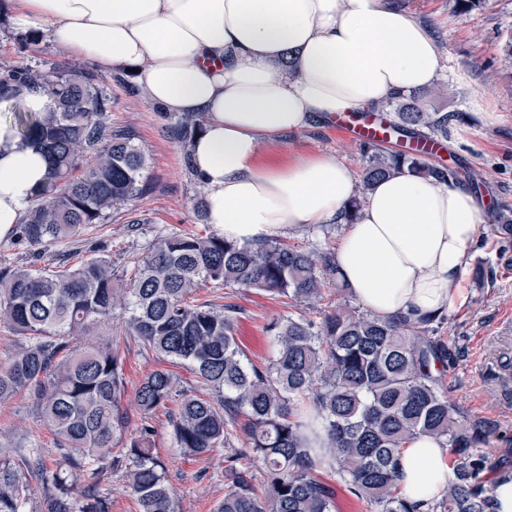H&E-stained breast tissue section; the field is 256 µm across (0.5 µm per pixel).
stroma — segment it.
<instances>
[{"mask_svg":"<svg viewBox=\"0 0 512 512\" xmlns=\"http://www.w3.org/2000/svg\"><path fill=\"white\" fill-rule=\"evenodd\" d=\"M399 2L430 26L448 59L441 84L449 92L433 96L429 104L461 113L462 118L448 129L442 162L455 166L461 174L477 175L476 191L490 200L492 212L512 209V59H506L503 52L507 37L512 35V0H485L481 8L469 12L461 11L456 0ZM25 36V31L13 24L9 0H0V66L28 68L59 63L93 71L111 98L112 127L135 131L138 145L148 156L143 178L149 188L127 207L114 211L106 223L92 225L48 248L27 247L13 234L0 239V263L51 268L61 262L75 267L93 251L102 250L116 264L129 268L163 235L179 230L204 237L213 234L212 225L198 212L206 188L187 171L163 109L145 92L129 93L115 81L113 70L69 54L48 35H41L35 43L27 42ZM458 69L464 72V81L455 80ZM320 154L343 162L356 176L365 163L357 142L337 132L327 119L313 120L304 129L265 140L257 162L277 166L291 158ZM493 226V221H486L471 250L470 262L483 264L484 279L467 275L468 298L448 311L438 334L457 353L455 365L442 377L449 403L468 418L495 425L497 436L486 453L511 461L512 378H500L499 360L512 358V241L494 235ZM235 301L246 311L237 325L246 351L262 358L272 356L274 345L262 326L287 314L288 306L254 290L237 291ZM122 318L119 312L113 316L112 336L118 342L126 376L135 382L157 369L159 363L137 340L124 335ZM126 408L132 424L145 420L134 402H127ZM175 409V404H168L145 421L167 463L178 512H212L224 495V452L216 450L205 462L184 459L170 423ZM0 433L40 448L45 461L54 458L56 438L39 418L28 392L0 402Z\"/></svg>","mask_w":512,"mask_h":512,"instance_id":"1","label":"stroma"}]
</instances>
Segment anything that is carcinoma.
<instances>
[{"mask_svg":"<svg viewBox=\"0 0 512 512\" xmlns=\"http://www.w3.org/2000/svg\"><path fill=\"white\" fill-rule=\"evenodd\" d=\"M53 102L41 116L26 109L24 94ZM15 99L13 122L21 142H38L49 159L46 180L25 212L18 241L46 247L102 224L113 210L146 189V154L136 133L114 129L111 99L96 77L81 69H0V96ZM399 95L391 132L414 139L448 137L457 112H428ZM171 132L193 172L190 147L207 115H173ZM100 145L96 160L84 162ZM365 158L348 210L360 211L370 186L408 170L440 182L460 179L457 168L434 164L374 142ZM204 283L255 290L295 311L266 326L274 355L258 367L236 336L242 308L232 302H199ZM344 291L334 252L300 249L280 238L236 244L218 235L173 233L155 240L130 270L94 255L77 267L54 269L0 264V324L25 344L0 365V401L29 391L43 423L57 437L52 465L36 448L0 441V512H112L106 485L119 476L140 512H177L168 466L154 448L147 422L133 428L123 408L128 396L148 418L178 402L172 420L180 453L206 461L224 449V497L213 512H335L336 489L323 470L336 474L363 512H496L494 481L509 476L507 462L491 468L483 449L494 429L465 420L448 402L441 376L457 358L437 335L441 317L381 319L336 307L315 321L306 309L326 292ZM125 317V334L163 361H177L195 378L185 387L170 369L158 368L136 384L112 337L85 346L73 340ZM312 404L310 417L304 403ZM326 446L309 448L317 435ZM443 440L453 457V480L428 503L401 493L398 456L411 438ZM37 477L31 497L27 475ZM80 492L82 506L74 508Z\"/></svg>","mask_w":512,"mask_h":512,"instance_id":"obj_1","label":"carcinoma"}]
</instances>
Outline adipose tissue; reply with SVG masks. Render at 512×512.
<instances>
[{"mask_svg":"<svg viewBox=\"0 0 512 512\" xmlns=\"http://www.w3.org/2000/svg\"><path fill=\"white\" fill-rule=\"evenodd\" d=\"M13 22L42 27L102 67L135 70L165 112L207 113L192 162L219 235L256 243L280 230L342 224L339 277L373 315L418 319L465 301L484 198L402 173L375 183L351 220L356 180L336 159L256 162L266 138L313 117L370 110L438 84L432 29L395 0H15ZM47 169L44 154L0 118V238L34 203ZM400 463L410 499L436 496L452 475L448 448L429 436L408 440Z\"/></svg>","mask_w":512,"mask_h":512,"instance_id":"adipose-tissue-1","label":"adipose tissue"}]
</instances>
